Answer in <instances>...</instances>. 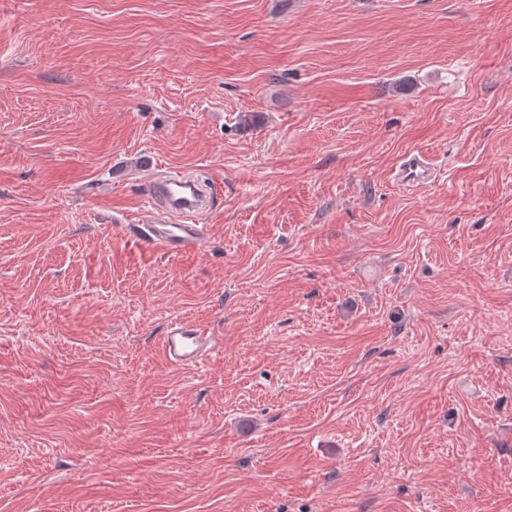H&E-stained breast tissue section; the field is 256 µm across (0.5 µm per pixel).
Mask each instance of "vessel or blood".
Wrapping results in <instances>:
<instances>
[{
    "label": "vessel or blood",
    "instance_id": "1",
    "mask_svg": "<svg viewBox=\"0 0 512 512\" xmlns=\"http://www.w3.org/2000/svg\"><path fill=\"white\" fill-rule=\"evenodd\" d=\"M403 180L422 183L430 176L426 156L407 157L401 168ZM148 202L165 220L153 224H130V237L171 256L201 252L207 243V227L199 216L210 210L213 196L191 176L165 172L153 175L147 187ZM219 348L216 337L204 334L184 321L170 322L161 338V352L174 366L202 365Z\"/></svg>",
    "mask_w": 512,
    "mask_h": 512
}]
</instances>
